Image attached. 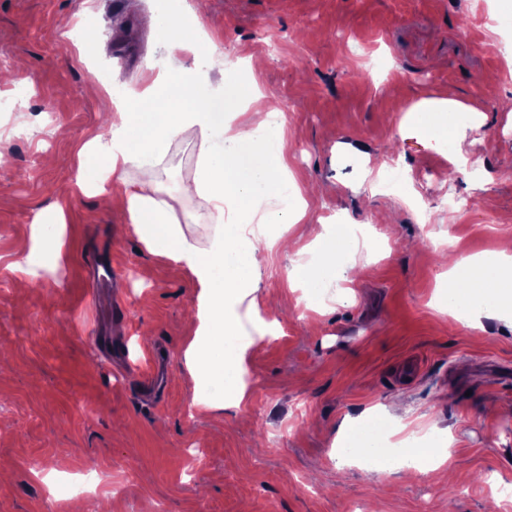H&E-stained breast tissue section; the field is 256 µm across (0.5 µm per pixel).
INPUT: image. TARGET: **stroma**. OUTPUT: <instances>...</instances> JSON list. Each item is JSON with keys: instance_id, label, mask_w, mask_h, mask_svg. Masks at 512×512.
I'll list each match as a JSON object with an SVG mask.
<instances>
[{"instance_id": "1", "label": "stroma", "mask_w": 512, "mask_h": 512, "mask_svg": "<svg viewBox=\"0 0 512 512\" xmlns=\"http://www.w3.org/2000/svg\"><path fill=\"white\" fill-rule=\"evenodd\" d=\"M188 2L216 37L206 80L227 114L256 123L222 69L261 59L259 89L287 117L285 162L300 189L322 188L307 192L293 235L305 245L326 226L370 228L353 254L368 271L346 284L347 303L328 304L289 288L298 249L274 253L256 296L278 302L280 330L249 353L248 409L195 414L184 352L201 323L197 288L75 186L79 148L108 135L114 111L87 98L91 71L134 86L164 57L140 25L158 0H0L11 76L0 83V259H18L36 213L57 202L66 213L56 267L24 289L0 278V512H70L43 477L91 467L100 482L78 495L82 512H512V318L484 314L474 328L440 313L445 256H487L512 238V114L499 109L512 98V0ZM88 26L102 34L90 63L73 45ZM439 92L483 105L485 124L462 142L479 171H456L448 146H425L405 122ZM199 152L184 133L157 170L177 206L199 205L180 196ZM451 193L469 210L450 213ZM102 242L117 277L94 301L84 260ZM115 301L128 327L107 356L88 331ZM409 363L418 376L404 383ZM394 403L414 442L448 449L452 481L346 457L360 425L391 432Z\"/></svg>"}]
</instances>
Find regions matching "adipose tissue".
Instances as JSON below:
<instances>
[{
    "mask_svg": "<svg viewBox=\"0 0 512 512\" xmlns=\"http://www.w3.org/2000/svg\"><path fill=\"white\" fill-rule=\"evenodd\" d=\"M190 10L186 0H169L170 19L151 16L146 25L156 31L167 53L215 54L216 40L203 25L179 24V16ZM176 74V68L154 66L138 88L112 89L111 142L103 146L94 137L79 149L76 186L118 208L150 253L188 267L201 289L199 311L205 329L188 348L186 361L196 383L207 384L212 392L194 403L203 413L239 412L246 406V352L279 328L276 315L253 298L265 257L278 241L257 234L255 227L299 223L306 203L284 164L286 119L275 103H265L260 120L240 129L226 118L223 92L203 82L177 80ZM407 117L430 147L453 142L448 159L456 170L468 167L458 142L466 128L483 125L480 105L439 93L412 105ZM189 129L200 138L201 154L182 193L204 198L210 205L206 218L215 237L207 249L189 241L181 228L182 223L198 222V215H176L173 205L161 197L156 173L173 141ZM132 168L137 176H129ZM271 194L280 197L281 209L259 212L258 202ZM448 288L458 310L493 312L512 301V242L491 261L454 260L448 268ZM239 294L250 298L252 331L218 343L231 323L227 305Z\"/></svg>",
    "mask_w": 512,
    "mask_h": 512,
    "instance_id": "adipose-tissue-1",
    "label": "adipose tissue"
}]
</instances>
